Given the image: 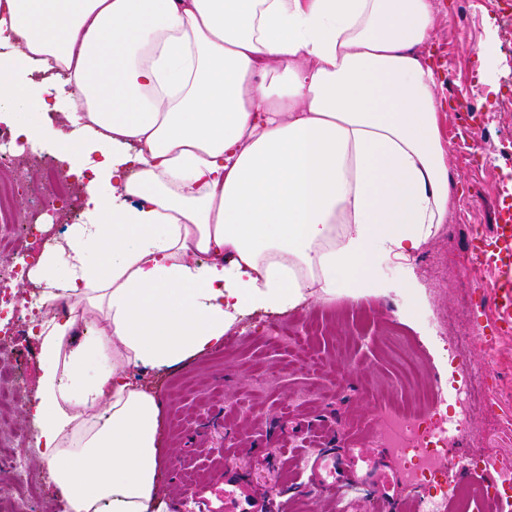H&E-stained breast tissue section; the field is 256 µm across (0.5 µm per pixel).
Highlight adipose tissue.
Segmentation results:
<instances>
[{"instance_id":"ef3b65f1","label":"adipose tissue","mask_w":512,"mask_h":512,"mask_svg":"<svg viewBox=\"0 0 512 512\" xmlns=\"http://www.w3.org/2000/svg\"><path fill=\"white\" fill-rule=\"evenodd\" d=\"M433 0H0V112H42L83 221L29 272L26 412L68 512H167L162 402L133 377L247 311L383 291L448 219Z\"/></svg>"}]
</instances>
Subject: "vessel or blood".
Returning a JSON list of instances; mask_svg holds the SVG:
<instances>
[{
	"instance_id": "obj_1",
	"label": "vessel or blood",
	"mask_w": 512,
	"mask_h": 512,
	"mask_svg": "<svg viewBox=\"0 0 512 512\" xmlns=\"http://www.w3.org/2000/svg\"><path fill=\"white\" fill-rule=\"evenodd\" d=\"M470 252L480 264L493 268L497 275L494 301L499 311L498 329L512 330V204L503 203L496 217L492 235H480L471 241ZM302 469L307 473L311 484L325 485L327 478L333 477L339 483L353 480V472L337 469L335 459L312 451L302 459ZM224 492L225 512H263V506L250 496L234 488L233 478H226Z\"/></svg>"
}]
</instances>
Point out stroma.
Listing matches in <instances>:
<instances>
[{
  "label": "stroma",
  "mask_w": 512,
  "mask_h": 512,
  "mask_svg": "<svg viewBox=\"0 0 512 512\" xmlns=\"http://www.w3.org/2000/svg\"><path fill=\"white\" fill-rule=\"evenodd\" d=\"M438 36L422 53L438 68L444 104L441 137L452 181L448 221L406 260L382 263L383 293L309 302L277 314H247L223 343L173 368L135 370L136 381L163 403L159 494L179 498L186 479L204 488L206 505L187 512H222L224 470L238 471L269 512H386L388 489L371 480L312 491L296 461L322 448L353 460L359 472L375 466L402 474L405 464L371 438L378 412L400 390L399 366L382 341L388 334L417 340L431 376L444 377L448 412L466 420L451 452L512 466V332L486 336L498 318L496 273L469 260L475 233H490L495 212L512 192V17L506 0H435ZM488 35L484 48L465 53L463 32ZM416 277L420 289H398ZM314 320L321 370L297 362L292 345H272L267 330L289 334ZM456 354H448L449 343ZM12 371L16 399L9 429L36 435L26 404L36 391L39 349L18 337L0 351ZM272 371L259 382L254 364ZM476 384L467 400L456 390Z\"/></svg>",
  "instance_id": "obj_1"
}]
</instances>
